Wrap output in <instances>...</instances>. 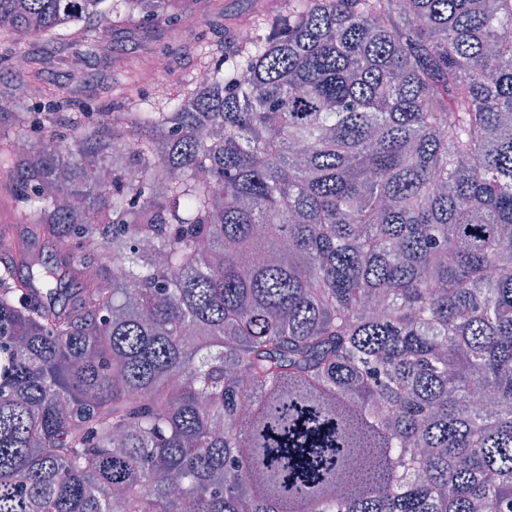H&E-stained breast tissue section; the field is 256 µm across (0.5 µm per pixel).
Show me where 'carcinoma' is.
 Returning <instances> with one entry per match:
<instances>
[{
	"instance_id": "carcinoma-1",
	"label": "carcinoma",
	"mask_w": 512,
	"mask_h": 512,
	"mask_svg": "<svg viewBox=\"0 0 512 512\" xmlns=\"http://www.w3.org/2000/svg\"><path fill=\"white\" fill-rule=\"evenodd\" d=\"M185 10L0 0V44ZM254 32L154 105L0 74V512H512V0Z\"/></svg>"
}]
</instances>
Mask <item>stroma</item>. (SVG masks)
<instances>
[{
	"label": "stroma",
	"mask_w": 512,
	"mask_h": 512,
	"mask_svg": "<svg viewBox=\"0 0 512 512\" xmlns=\"http://www.w3.org/2000/svg\"><path fill=\"white\" fill-rule=\"evenodd\" d=\"M263 0H209L205 9L188 13L176 26L146 23L140 29L113 30L107 51L80 52L69 55L65 64L45 70L42 86L78 77V105L93 109L109 101L108 87L116 80H128V91L137 99L152 102L151 90L136 77L144 58L158 64V80L174 84L197 75L200 67L191 48L198 38L215 44L231 40L232 30L242 20L251 18Z\"/></svg>",
	"instance_id": "1"
}]
</instances>
